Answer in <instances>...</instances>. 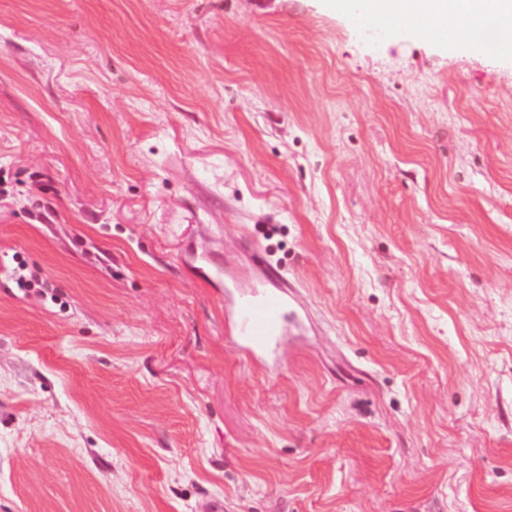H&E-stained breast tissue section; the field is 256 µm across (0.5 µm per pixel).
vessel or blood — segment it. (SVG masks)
<instances>
[{"mask_svg": "<svg viewBox=\"0 0 512 512\" xmlns=\"http://www.w3.org/2000/svg\"><path fill=\"white\" fill-rule=\"evenodd\" d=\"M351 18L357 25L370 28L381 40L396 39L404 32L403 22L396 18L374 24L370 0H356ZM448 38L459 46L479 42L490 52L500 47L497 25L491 20L478 27L458 24L449 30ZM229 303L233 333L245 347L264 350L287 335L288 292L278 272H271L268 285L238 290Z\"/></svg>", "mask_w": 512, "mask_h": 512, "instance_id": "b4317fda", "label": "vessel or blood"}]
</instances>
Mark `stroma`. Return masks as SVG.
<instances>
[{
	"label": "stroma",
	"instance_id": "stroma-1",
	"mask_svg": "<svg viewBox=\"0 0 512 512\" xmlns=\"http://www.w3.org/2000/svg\"><path fill=\"white\" fill-rule=\"evenodd\" d=\"M299 318L269 369L224 280ZM512 512V66L326 0H0V512Z\"/></svg>",
	"mask_w": 512,
	"mask_h": 512
}]
</instances>
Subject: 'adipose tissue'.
<instances>
[{"instance_id":"adipose-tissue-1","label":"adipose tissue","mask_w":512,"mask_h":512,"mask_svg":"<svg viewBox=\"0 0 512 512\" xmlns=\"http://www.w3.org/2000/svg\"><path fill=\"white\" fill-rule=\"evenodd\" d=\"M371 9L378 19L397 16L405 20L407 36L423 34L441 42L458 22L479 25L496 20L499 55L512 59V0H371Z\"/></svg>"}]
</instances>
